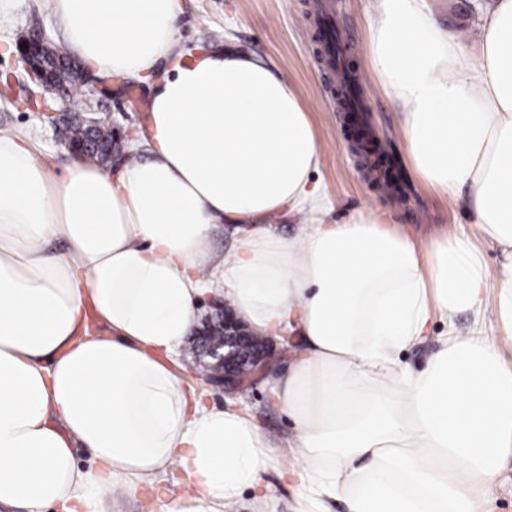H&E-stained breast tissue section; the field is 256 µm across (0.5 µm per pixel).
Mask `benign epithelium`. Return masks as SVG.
I'll return each mask as SVG.
<instances>
[{
    "mask_svg": "<svg viewBox=\"0 0 512 512\" xmlns=\"http://www.w3.org/2000/svg\"><path fill=\"white\" fill-rule=\"evenodd\" d=\"M21 43L27 44V47L19 49L20 60L42 88L40 97L58 94V88L51 83L46 67L41 62V50L49 44L46 34L39 30L32 37L21 40ZM48 117L53 124L61 127L65 144L71 153L79 156L90 149L88 143H75L71 140L70 113L66 108L51 111ZM211 306L217 315V323L223 325V336L215 339L197 331L194 342L200 344L202 355L210 361L211 384L226 392H242L255 384L269 367V342L253 334L233 310L224 305V299L213 298Z\"/></svg>",
    "mask_w": 512,
    "mask_h": 512,
    "instance_id": "7a95c632",
    "label": "benign epithelium"
}]
</instances>
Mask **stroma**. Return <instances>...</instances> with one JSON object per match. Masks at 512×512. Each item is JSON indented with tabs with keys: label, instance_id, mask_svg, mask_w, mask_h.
I'll return each mask as SVG.
<instances>
[{
	"label": "stroma",
	"instance_id": "stroma-1",
	"mask_svg": "<svg viewBox=\"0 0 512 512\" xmlns=\"http://www.w3.org/2000/svg\"><path fill=\"white\" fill-rule=\"evenodd\" d=\"M429 5L443 29L471 43L478 40L489 0H429ZM376 8L377 0H183L180 33L186 48L202 44L214 50L254 54L288 76L315 129L319 163L313 179L333 202L325 222L336 223L362 209L395 214L401 227L423 238L442 227L469 231L471 219L462 206L443 201L408 173L399 109L368 70V35ZM328 18L334 19L336 35L348 48L344 69L363 88V117L389 164L387 177L394 182V190L382 187L358 164L348 115L337 107L341 71L327 59L324 21ZM36 27L53 43H60V22L46 0H23L12 17L0 21V132L19 131L30 136L38 160L60 173L73 157L65 150L59 131L45 122L40 112L23 105L35 86L18 60L16 44ZM91 87L85 96L86 109L103 117L114 132L118 150L128 151L130 134L145 130L148 123L149 103L143 84L121 77H99ZM173 365L187 383L203 392L206 404L221 406L233 401L254 415L264 431L287 439L291 425L270 391L272 371L288 366L283 342L272 343L270 375L233 395L203 381L190 346H183L174 355ZM184 489L176 477L158 474L142 495L121 502L120 512H158L160 501ZM263 495L276 498L280 512H291L292 493L274 467L264 474L259 488L243 493L235 512H254L257 498Z\"/></svg>",
	"mask_w": 512,
	"mask_h": 512
}]
</instances>
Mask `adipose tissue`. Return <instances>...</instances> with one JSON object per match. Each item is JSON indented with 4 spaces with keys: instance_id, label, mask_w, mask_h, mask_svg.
Instances as JSON below:
<instances>
[{
    "instance_id": "obj_1",
    "label": "adipose tissue",
    "mask_w": 512,
    "mask_h": 512,
    "mask_svg": "<svg viewBox=\"0 0 512 512\" xmlns=\"http://www.w3.org/2000/svg\"><path fill=\"white\" fill-rule=\"evenodd\" d=\"M377 2L369 59L409 168L465 200L472 233L423 245L374 213L318 220L299 92L255 56L185 50L180 0H48L87 70L148 82L167 67L147 160L58 173L0 134V512H106L171 470L187 489L160 512H231L282 445L294 512H482L512 459V0H493L473 52L425 0ZM304 211L288 240L261 223ZM224 223L237 244L220 256ZM213 290L255 333L296 336L274 380L286 443L170 364ZM438 316L426 367L400 364ZM92 317L110 335H90Z\"/></svg>"
}]
</instances>
